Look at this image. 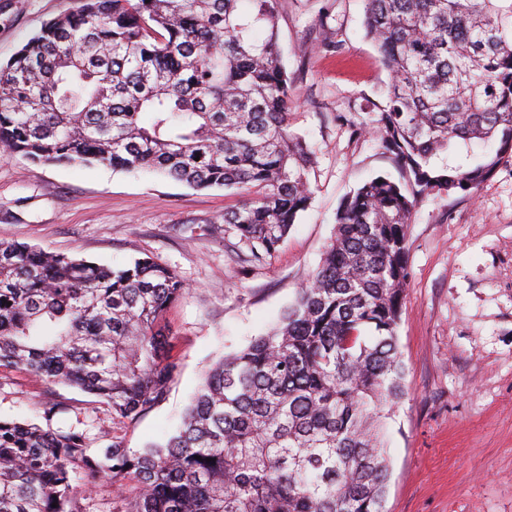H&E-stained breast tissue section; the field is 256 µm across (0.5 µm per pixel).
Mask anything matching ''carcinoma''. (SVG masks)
I'll return each instance as SVG.
<instances>
[{
	"label": "carcinoma",
	"mask_w": 512,
	"mask_h": 512,
	"mask_svg": "<svg viewBox=\"0 0 512 512\" xmlns=\"http://www.w3.org/2000/svg\"><path fill=\"white\" fill-rule=\"evenodd\" d=\"M364 27L390 81L353 126L399 179L341 202L310 281L214 364L165 441L93 448L84 431L0 419V512H83L79 475L135 479L123 512H384L408 226L420 198L470 193L512 153V0H365ZM290 84L277 0H82L0 64V154L230 191L224 232L261 262L312 194ZM475 142L487 151L452 160ZM185 290L149 258L113 268L0 240V366L133 422L177 369L164 318Z\"/></svg>",
	"instance_id": "1"
}]
</instances>
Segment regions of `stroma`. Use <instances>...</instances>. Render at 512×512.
Returning <instances> with one entry per match:
<instances>
[{"label": "stroma", "mask_w": 512, "mask_h": 512, "mask_svg": "<svg viewBox=\"0 0 512 512\" xmlns=\"http://www.w3.org/2000/svg\"><path fill=\"white\" fill-rule=\"evenodd\" d=\"M81 0H0V63ZM292 79L293 127L316 155L313 193L278 251L245 262L224 232L240 198L148 172L0 157V239L123 266L151 258L184 294L166 314L178 368L165 399L134 422L63 383L0 367V417L86 431L92 447L131 450L172 434L210 366L266 331L317 270L341 200L396 176L388 155L347 120L383 102L389 75L364 32V0H278ZM409 279L398 346L406 394L388 423L386 512H512V155L474 193L418 202L408 229ZM135 480L79 491L83 512H120Z\"/></svg>", "instance_id": "1"}]
</instances>
